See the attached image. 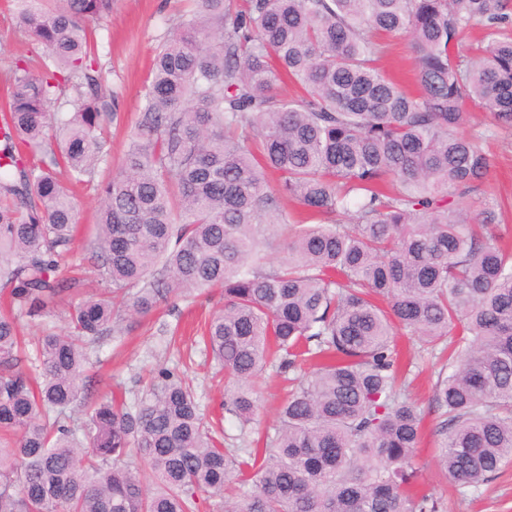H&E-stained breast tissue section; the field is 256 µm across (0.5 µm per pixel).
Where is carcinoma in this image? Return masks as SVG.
Returning <instances> with one entry per match:
<instances>
[{
    "mask_svg": "<svg viewBox=\"0 0 512 512\" xmlns=\"http://www.w3.org/2000/svg\"><path fill=\"white\" fill-rule=\"evenodd\" d=\"M4 2L34 50L8 61L0 114V512H198L231 484L224 512H445L414 490L423 415L399 330L429 348L456 331L431 399L445 475L476 486L512 461V248L494 202L475 223L458 206L490 167L460 132L463 103L512 128L507 0H182L125 159L96 185L106 289L70 306V331L42 336L29 369L21 319L70 289L78 224L60 175L93 183L119 101L87 27L112 0ZM475 25L485 45L467 47ZM397 34L417 94L377 66ZM287 79L298 94L279 92ZM286 198L318 223L279 219ZM278 247L287 258L266 266ZM208 288L224 309L206 346L241 427L267 367L303 370L261 448L224 449L169 368L132 406L91 400L93 357L129 319Z\"/></svg>",
    "mask_w": 512,
    "mask_h": 512,
    "instance_id": "1",
    "label": "carcinoma"
}]
</instances>
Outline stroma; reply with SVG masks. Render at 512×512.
Segmentation results:
<instances>
[{
  "label": "stroma",
  "instance_id": "1",
  "mask_svg": "<svg viewBox=\"0 0 512 512\" xmlns=\"http://www.w3.org/2000/svg\"><path fill=\"white\" fill-rule=\"evenodd\" d=\"M176 6V0H113L111 14L95 27L102 79L120 94V119L110 128L108 162L99 166L97 179L107 178L122 161L128 131L141 112L150 60ZM378 65L390 77L417 89L416 53L406 37L386 39ZM463 110L467 114L463 133L484 136L482 145L491 162L484 188L501 209L502 231L512 238V130L496 127L492 117L472 103H465ZM74 203L81 230L73 244L72 261L62 266L60 276L76 279L77 285L74 291L64 292L42 316L23 319L24 337L32 344L46 329L58 333L66 330L67 304L73 293L91 296L101 289L91 265L84 262L94 249L98 202L93 187L77 190ZM223 305L224 296L215 289L191 303L171 297L139 319L121 341L112 342L101 352L103 364L96 370L94 397L119 388L125 391L128 401L134 402L146 396L148 382L158 368L184 369L185 379L195 388L204 419L222 421L225 447H239V426L224 410V372L201 341L211 315ZM395 343L410 363V395L425 414L421 440L414 450L419 484L443 497L448 512H512V464L506 465L497 478L476 487L462 488L446 480L437 463L435 428L440 417L431 406L432 386L445 358L440 351L422 348L414 336L404 332L396 335ZM292 386L288 375L273 368L257 381L261 406L251 425L253 437L275 436L277 411Z\"/></svg>",
  "mask_w": 512,
  "mask_h": 512
}]
</instances>
